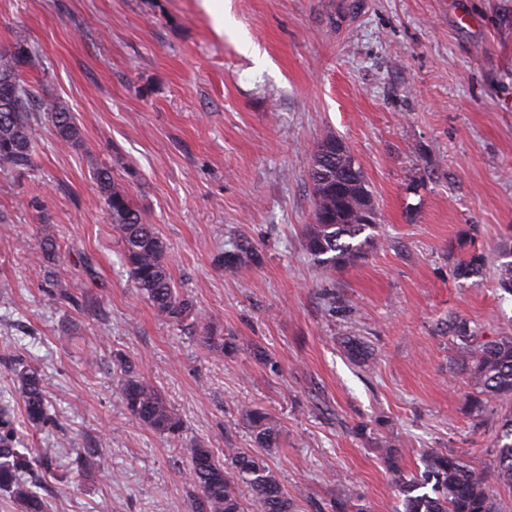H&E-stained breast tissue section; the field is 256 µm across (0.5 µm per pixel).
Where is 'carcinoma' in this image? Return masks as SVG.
<instances>
[{
	"label": "carcinoma",
	"instance_id": "cac0c4a2",
	"mask_svg": "<svg viewBox=\"0 0 512 512\" xmlns=\"http://www.w3.org/2000/svg\"><path fill=\"white\" fill-rule=\"evenodd\" d=\"M38 63L36 53L25 42L0 49V170L21 174L34 166L36 127L47 120L55 139L66 145L81 143L80 129L71 113L55 100L33 92L26 72ZM337 137L326 136L315 144L309 179L313 189V222L304 225L305 249L324 272H334L361 261L371 247L377 211L372 191L349 150L336 153ZM96 185L105 211L121 245V258L136 294L153 306L160 319L181 327L193 319L200 343L224 351V337L217 336L206 315L195 309L175 285L166 261L167 245L152 224L143 221L130 197L115 187L112 170L96 171ZM56 241L41 239L37 259L49 266L55 260ZM258 258L252 244L241 239L224 253V266L232 268ZM485 259L474 254L459 264L458 276L480 273ZM497 286L512 295V248L501 254ZM448 327L457 332L458 350L471 385L477 394L476 409L500 407L497 431L496 476L512 486V335L475 343L466 325L455 319ZM348 356L365 365L369 346L355 336H346ZM15 396L22 403L27 423L40 427L52 418L41 371L28 362L13 367ZM121 392L127 411L143 426L176 443L183 437V423L162 393L125 370ZM243 424L259 448L278 445L279 430L267 413L251 407L240 411ZM20 444L8 407H0V490L20 503L23 512H45V501L35 482L22 474L35 467H49L54 449L44 448L28 459L17 450ZM185 473L193 490L195 512H248L241 488H247L254 512H292L288 496L263 458L239 448L224 449V460L208 444L196 442L188 448ZM423 471L409 475L390 460L396 486L402 495V512H499V504L488 480L477 474L461 455L430 450L422 457Z\"/></svg>",
	"mask_w": 512,
	"mask_h": 512
}]
</instances>
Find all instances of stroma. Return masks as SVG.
Masks as SVG:
<instances>
[{"label":"stroma","mask_w":512,"mask_h":512,"mask_svg":"<svg viewBox=\"0 0 512 512\" xmlns=\"http://www.w3.org/2000/svg\"><path fill=\"white\" fill-rule=\"evenodd\" d=\"M18 41L39 57L37 94L73 112L82 138L60 144L41 123L32 170L0 176V398L12 358L42 370L53 424L14 415L21 452L61 450L34 472L47 512H194L193 441L259 452L294 512H333L348 492L397 512L385 440L407 471L429 448L465 454L512 512L494 478L499 416L470 409L447 326L464 319L480 342L512 333L493 270L456 275L512 240V0H0V47ZM328 135L378 213L375 246L330 276L303 238L312 150ZM103 165L232 351L137 297L94 180ZM47 234L51 276L33 257ZM240 238L258 261L224 268ZM56 281L80 306L46 303ZM347 336L369 345L370 366L348 358ZM125 360L183 420V443L127 413ZM245 406L276 421V448L257 450Z\"/></svg>","instance_id":"1"}]
</instances>
